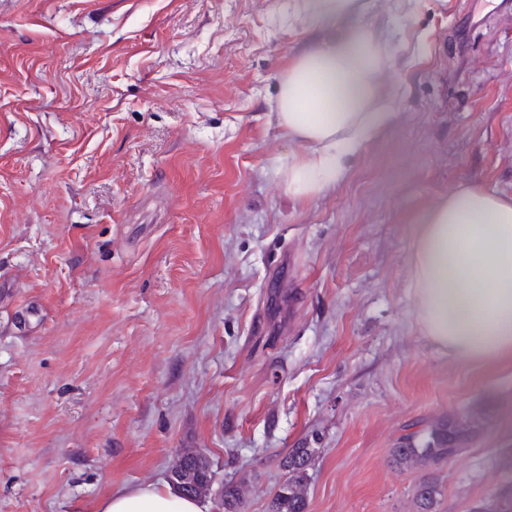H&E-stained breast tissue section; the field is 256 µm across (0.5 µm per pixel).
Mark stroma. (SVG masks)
<instances>
[{"label":"stroma","instance_id":"obj_1","mask_svg":"<svg viewBox=\"0 0 512 512\" xmlns=\"http://www.w3.org/2000/svg\"><path fill=\"white\" fill-rule=\"evenodd\" d=\"M300 0H0V512H92L198 448L267 512L312 448L308 512L512 498V367L423 336L411 229L467 180L512 195V9L369 0L399 121L293 205L268 114ZM475 414L428 472L399 438ZM439 495L438 485L432 478L425 477L419 480L414 489L417 512H436Z\"/></svg>","mask_w":512,"mask_h":512}]
</instances>
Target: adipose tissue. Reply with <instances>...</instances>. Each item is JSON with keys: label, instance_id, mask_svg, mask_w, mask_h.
<instances>
[{"label": "adipose tissue", "instance_id": "ef3b65f1", "mask_svg": "<svg viewBox=\"0 0 512 512\" xmlns=\"http://www.w3.org/2000/svg\"><path fill=\"white\" fill-rule=\"evenodd\" d=\"M366 0H319L322 33L289 61L269 114L300 145L283 189L305 203L336 185L351 160L397 121L382 76L393 54L357 22ZM411 280L428 342L454 359L495 370L512 365V196L463 185L419 215ZM95 512H210L171 482L105 493Z\"/></svg>", "mask_w": 512, "mask_h": 512}]
</instances>
